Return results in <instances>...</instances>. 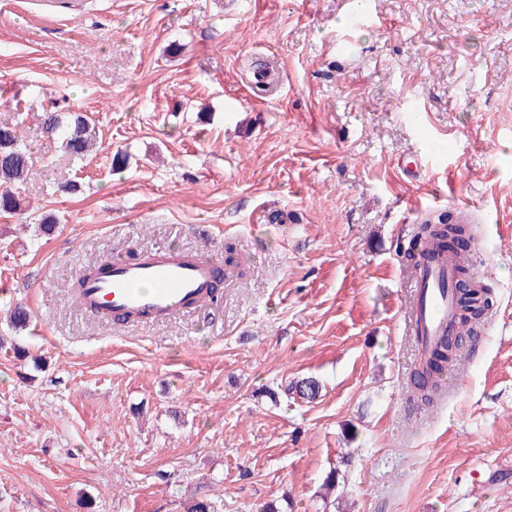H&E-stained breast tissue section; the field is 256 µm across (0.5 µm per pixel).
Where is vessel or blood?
<instances>
[{"instance_id": "vessel-or-blood-1", "label": "vessel or blood", "mask_w": 512, "mask_h": 512, "mask_svg": "<svg viewBox=\"0 0 512 512\" xmlns=\"http://www.w3.org/2000/svg\"><path fill=\"white\" fill-rule=\"evenodd\" d=\"M232 284L233 271H219L215 260L178 249H155L141 258L106 262L76 295L82 310L114 321L155 320L198 309L212 299L216 273ZM461 275V262L450 252L424 245L406 270L409 301L404 314L407 333L417 352L427 353L451 336L464 334L452 292Z\"/></svg>"}]
</instances>
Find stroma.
Segmentation results:
<instances>
[{
  "label": "stroma",
  "mask_w": 512,
  "mask_h": 512,
  "mask_svg": "<svg viewBox=\"0 0 512 512\" xmlns=\"http://www.w3.org/2000/svg\"><path fill=\"white\" fill-rule=\"evenodd\" d=\"M349 14L0 0V121L21 123L38 171L0 215V512H183L201 495L218 512H512V0ZM258 52L282 79L255 94ZM53 111L86 115L95 152L37 137ZM429 136L445 159L407 177L400 158ZM460 210L493 305L446 405L420 408L403 252ZM170 246L242 276L149 323L75 304L105 256ZM302 376L316 401L266 396Z\"/></svg>",
  "instance_id": "obj_1"
}]
</instances>
